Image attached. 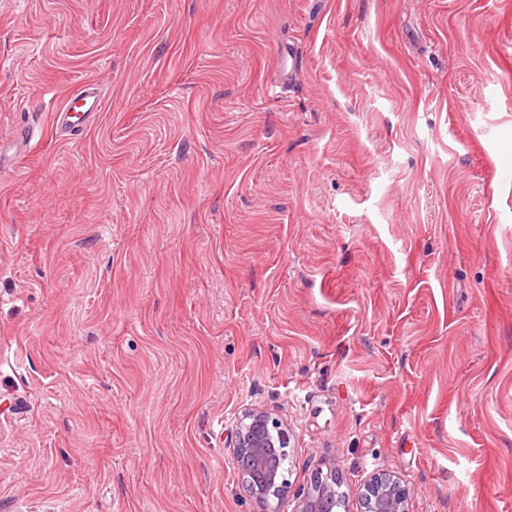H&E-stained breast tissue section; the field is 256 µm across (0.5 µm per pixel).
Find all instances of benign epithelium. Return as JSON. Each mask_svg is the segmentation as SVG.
<instances>
[{
    "label": "benign epithelium",
    "mask_w": 512,
    "mask_h": 512,
    "mask_svg": "<svg viewBox=\"0 0 512 512\" xmlns=\"http://www.w3.org/2000/svg\"><path fill=\"white\" fill-rule=\"evenodd\" d=\"M289 444L288 430L261 411L246 412L232 431L242 489L263 512H279L280 502L288 496L284 463ZM338 494L336 478L317 473L308 488L296 494L294 512H334ZM363 504L364 512H408V494L397 478L378 474L367 485Z\"/></svg>",
    "instance_id": "7a95c632"
}]
</instances>
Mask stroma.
I'll return each mask as SVG.
<instances>
[{
    "mask_svg": "<svg viewBox=\"0 0 512 512\" xmlns=\"http://www.w3.org/2000/svg\"><path fill=\"white\" fill-rule=\"evenodd\" d=\"M97 83L93 125L50 103ZM0 512L512 501V0H0ZM289 444L288 430L261 411L246 412L232 431L230 447L242 489L264 512H279L280 502L288 496L284 463ZM335 476L323 477L316 473L307 489L296 494L294 512H330L336 511L337 490ZM363 504L364 512H408V494L393 475L378 474L367 485Z\"/></svg>",
    "mask_w": 512,
    "mask_h": 512,
    "instance_id": "stroma-1",
    "label": "stroma"
}]
</instances>
